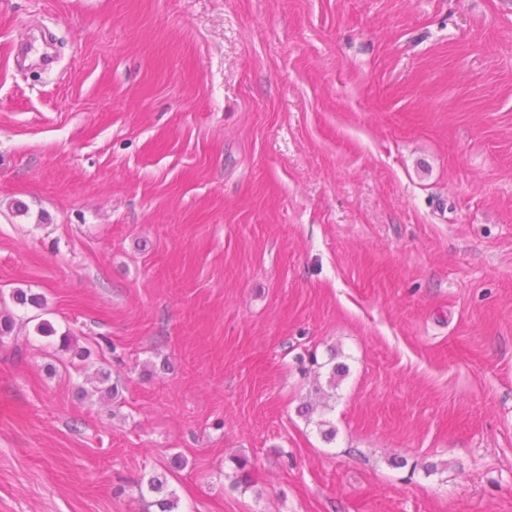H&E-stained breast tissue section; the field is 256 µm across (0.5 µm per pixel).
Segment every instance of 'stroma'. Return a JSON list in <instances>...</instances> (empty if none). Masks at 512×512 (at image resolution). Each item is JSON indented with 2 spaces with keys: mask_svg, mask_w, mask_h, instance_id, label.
I'll return each mask as SVG.
<instances>
[{
  "mask_svg": "<svg viewBox=\"0 0 512 512\" xmlns=\"http://www.w3.org/2000/svg\"><path fill=\"white\" fill-rule=\"evenodd\" d=\"M0 302V512H512V0H0Z\"/></svg>",
  "mask_w": 512,
  "mask_h": 512,
  "instance_id": "35a3bbf8",
  "label": "stroma"
}]
</instances>
